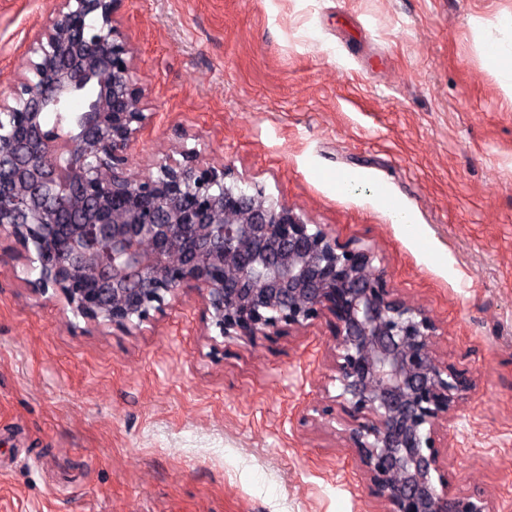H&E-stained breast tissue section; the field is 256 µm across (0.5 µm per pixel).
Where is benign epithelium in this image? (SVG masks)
Listing matches in <instances>:
<instances>
[{"mask_svg":"<svg viewBox=\"0 0 512 512\" xmlns=\"http://www.w3.org/2000/svg\"><path fill=\"white\" fill-rule=\"evenodd\" d=\"M122 2L58 0L27 72L0 96V228L37 263L31 287L115 326L195 290L232 341L325 318L338 422L369 495L392 512H494L484 492L453 491L443 474L441 429L472 382L441 361L434 322L389 288L372 246L311 228L189 150L151 178L127 175L151 114L133 108L144 89L115 24ZM77 95L84 111L46 123Z\"/></svg>","mask_w":512,"mask_h":512,"instance_id":"benign-epithelium-1","label":"benign epithelium"}]
</instances>
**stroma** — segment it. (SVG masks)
Returning <instances> with one entry per match:
<instances>
[{
  "mask_svg": "<svg viewBox=\"0 0 512 512\" xmlns=\"http://www.w3.org/2000/svg\"><path fill=\"white\" fill-rule=\"evenodd\" d=\"M57 0H0V93ZM512 0H126L153 120L134 179L180 149L375 247L472 390L442 430L455 489L512 512V93L485 44ZM0 230V512H390L335 421L320 320L225 341L181 292L136 328L29 286Z\"/></svg>",
  "mask_w": 512,
  "mask_h": 512,
  "instance_id": "1",
  "label": "stroma"
}]
</instances>
